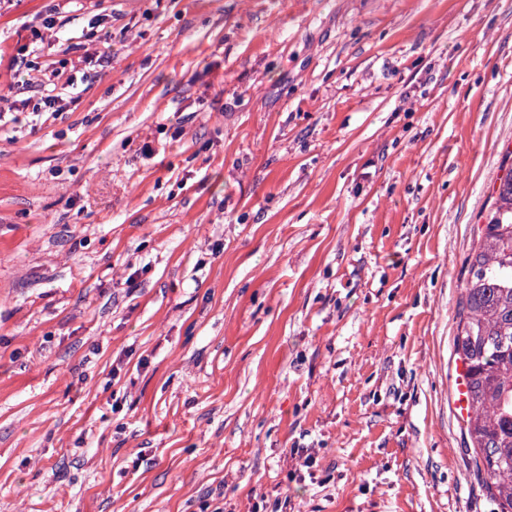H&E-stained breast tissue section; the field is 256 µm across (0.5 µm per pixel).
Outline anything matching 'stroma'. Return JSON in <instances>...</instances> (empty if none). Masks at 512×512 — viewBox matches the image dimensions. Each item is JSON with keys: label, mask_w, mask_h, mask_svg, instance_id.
Instances as JSON below:
<instances>
[{"label": "stroma", "mask_w": 512, "mask_h": 512, "mask_svg": "<svg viewBox=\"0 0 512 512\" xmlns=\"http://www.w3.org/2000/svg\"><path fill=\"white\" fill-rule=\"evenodd\" d=\"M1 97L0 512H497L454 338L512 0H11Z\"/></svg>", "instance_id": "1"}]
</instances>
